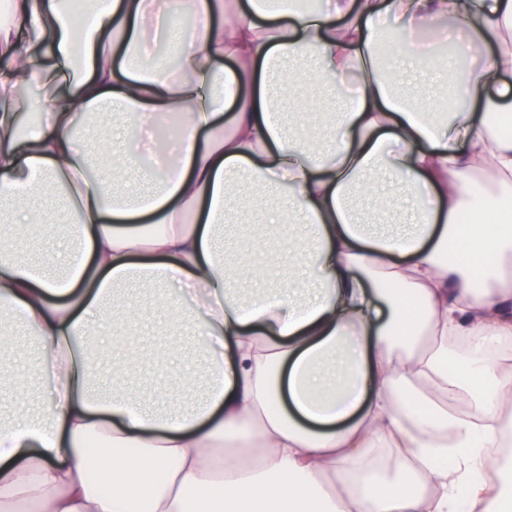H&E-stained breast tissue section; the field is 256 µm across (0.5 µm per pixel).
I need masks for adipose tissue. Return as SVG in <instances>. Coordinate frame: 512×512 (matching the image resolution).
Masks as SVG:
<instances>
[{
    "label": "adipose tissue",
    "mask_w": 512,
    "mask_h": 512,
    "mask_svg": "<svg viewBox=\"0 0 512 512\" xmlns=\"http://www.w3.org/2000/svg\"><path fill=\"white\" fill-rule=\"evenodd\" d=\"M0 17V229L36 224L34 192L64 188L75 221L65 261L30 264L0 241V311L33 331L37 372L54 382L46 412L0 413V512H512V0H321L313 11L264 0H193L195 29L179 68L151 63L182 0H108L74 26L62 0H10ZM450 17L460 47L481 60L452 75L447 115L394 89L378 56L393 29L407 70L421 27ZM302 61L335 80L359 74L355 97L315 108L332 137L285 125L274 97L306 100L279 79ZM448 71L445 64L431 65ZM121 112L138 140L78 137L84 113ZM183 131L160 170L156 120ZM494 174L477 188L476 172ZM405 180L414 205L390 232L365 222L356 198L377 173ZM247 179L290 189L268 216L292 229L268 248L294 256L290 287L241 299L253 276L227 255L225 221ZM462 253L446 259L449 244ZM157 287L171 315L182 284L197 300L208 387L191 396L194 365L177 345L180 392L147 404L117 382L92 397L99 369L77 339L96 319L126 323L140 306L131 281ZM464 399L466 412L450 408Z\"/></svg>",
    "instance_id": "obj_1"
}]
</instances>
